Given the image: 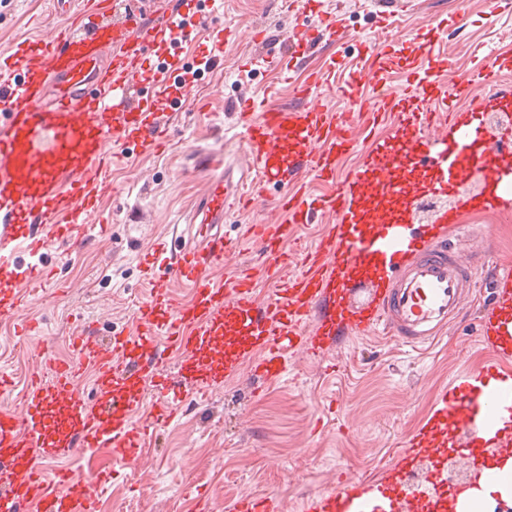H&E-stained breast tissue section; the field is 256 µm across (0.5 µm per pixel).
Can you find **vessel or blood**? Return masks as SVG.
<instances>
[{
    "label": "vessel or blood",
    "instance_id": "vessel-or-blood-1",
    "mask_svg": "<svg viewBox=\"0 0 512 512\" xmlns=\"http://www.w3.org/2000/svg\"><path fill=\"white\" fill-rule=\"evenodd\" d=\"M53 9L72 19L64 33L0 60V261L21 242L34 254L55 237L72 247L82 244L98 197L112 189L110 145L122 142L148 154L168 137L150 107L136 112L129 106L128 85L139 79L148 51L177 49L193 34L169 16L152 24L109 19L108 0H54ZM336 34L334 22L323 20L292 29L289 38L311 46ZM367 53L372 65L362 78L371 99L355 98L353 109L328 106L319 88L329 78L320 71L298 85L295 108L243 106V165L210 179L191 216L194 245L161 257L164 272L150 275L149 294L131 328L105 341L76 332L72 359L55 363L50 377L31 374L25 413L0 411V470L11 476L0 488V512H19L24 505L30 512H95V495L109 474L87 482L65 468L46 470V462L95 448L111 449L119 460L137 458L153 440L149 425L166 423L172 402L186 393L197 401L208 395L211 336L222 332L236 339L233 353L224 357L225 372L246 365L252 378L271 380L284 376L291 352L317 358L327 343L380 328L403 346L422 350L459 313L478 279L451 238L462 227L449 225L444 211L414 228L407 223L409 210L426 197L450 195L461 208L478 203L512 210V130L490 131L476 110L449 112L447 92L438 85L413 101L392 92L387 72L394 40L368 46ZM393 110L399 113L397 132L369 151L349 178L337 181V149L355 145L352 131L365 116L377 119ZM417 166L429 171V183L407 179ZM475 168L488 187L478 200L462 192ZM312 179L337 187L313 197L306 191ZM272 184L284 189L278 206L285 223L248 227L265 253L272 283L260 303L249 275L224 285L206 271L224 261L219 226L225 215L257 210ZM316 214L331 218L332 231L304 246L297 272L286 274L282 245ZM372 264L379 274L368 298L352 305V273ZM48 279L36 265L16 273L0 290V316L25 309ZM176 280L191 287L190 303L172 295ZM481 330L495 359L512 357V329L496 308L487 311ZM176 357L193 360L199 379L173 384L168 362ZM88 369L94 373L93 400L81 387ZM148 392L158 411L145 425L139 412ZM502 409L512 413V375L490 366L465 377L442 397L385 479L343 480L332 493L307 502L306 512H443L449 425L464 426L485 447L508 448L512 436L495 420ZM424 463L428 476L411 488L415 468ZM234 509L279 512V505L245 495Z\"/></svg>",
    "mask_w": 512,
    "mask_h": 512
}]
</instances>
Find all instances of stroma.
Segmentation results:
<instances>
[{"label":"stroma","instance_id":"obj_1","mask_svg":"<svg viewBox=\"0 0 512 512\" xmlns=\"http://www.w3.org/2000/svg\"><path fill=\"white\" fill-rule=\"evenodd\" d=\"M311 18L335 20L339 38L290 52L289 27ZM193 20L198 36L183 45L182 62H198L200 45L219 29L223 52L194 79L189 105L173 109L165 145L148 155L128 154L113 167L112 190L98 200L82 246L54 244L35 256L20 250L13 257L10 269L38 263L50 278L42 299L21 318L38 324L39 335L21 334L19 320L0 318V374L11 384L0 394V409L21 403L27 377L42 366L41 339L50 340L55 358L67 359L76 330L105 338L131 325L149 290L144 258L159 243L177 247L174 229L207 187L199 155L238 156L243 104H294L295 86L312 70L334 68L336 81H343L365 68L364 43L383 31L393 32L412 58L431 38L454 61L450 71L410 75L394 68L401 93L420 94L431 80L452 91L460 76L477 78L489 68L488 93L512 100V0H416L413 13L393 16L376 13L370 0H223L218 15L199 10ZM61 25L50 0H0V59ZM258 28L265 32L261 45L254 42ZM282 192L269 186L264 210L225 219L231 249L211 268L212 277L227 281L247 273L257 297L266 295L263 252L243 230L278 218ZM493 218L489 210L468 214L474 240L465 252L487 253L489 263L460 315L426 350L408 351L380 334L352 335L319 361L289 354L287 375L258 388L246 372L224 375V338L213 337L220 378L207 401L174 403L170 420L136 461L108 459L103 469L112 478L98 493L99 512H233L245 494L276 499L280 512H303L307 499L332 491L337 479L380 477L433 414L441 391L492 358L478 325L497 264L512 262V223ZM7 270L0 268V287Z\"/></svg>","mask_w":512,"mask_h":512}]
</instances>
